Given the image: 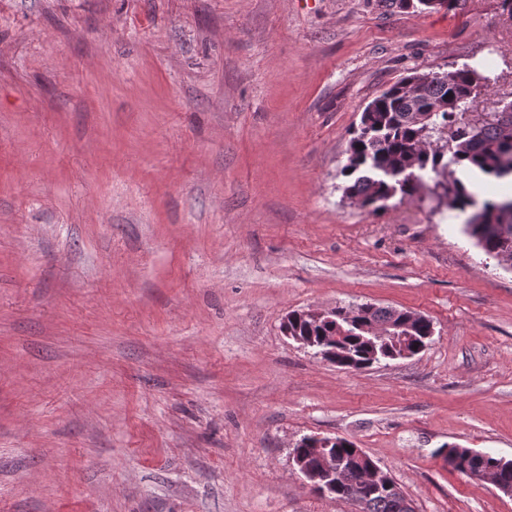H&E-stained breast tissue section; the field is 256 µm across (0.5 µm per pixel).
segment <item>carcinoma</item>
Wrapping results in <instances>:
<instances>
[{"instance_id": "1", "label": "carcinoma", "mask_w": 512, "mask_h": 512, "mask_svg": "<svg viewBox=\"0 0 512 512\" xmlns=\"http://www.w3.org/2000/svg\"><path fill=\"white\" fill-rule=\"evenodd\" d=\"M403 10L444 6V0H387ZM467 66L444 72H408L370 101L361 112L359 126L349 139L347 162L340 175L344 193L363 208L377 210L400 196L416 195L425 186L438 203L466 215L465 230L485 254L512 255V196L480 202L461 177L466 169L497 179L512 177V111L466 112L455 108L477 100L499 81ZM444 105L434 114L430 109ZM352 309L338 306L329 319H290L288 326L302 336L344 335L356 368L390 360L394 350L380 346L376 356L364 349V333L349 322ZM403 311L364 304L360 319L370 325L395 329ZM448 466L465 475L476 468L494 472L512 487V460L448 445L437 449ZM360 512H409L408 498L399 490L369 491Z\"/></svg>"}]
</instances>
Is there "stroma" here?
I'll use <instances>...</instances> for the list:
<instances>
[{
    "instance_id": "stroma-1",
    "label": "stroma",
    "mask_w": 512,
    "mask_h": 512,
    "mask_svg": "<svg viewBox=\"0 0 512 512\" xmlns=\"http://www.w3.org/2000/svg\"><path fill=\"white\" fill-rule=\"evenodd\" d=\"M465 65L512 96L502 0H0V512H358L311 435L416 512H512L437 453L512 460V270L340 174L369 101ZM362 303L431 343L343 369L282 332ZM316 438L322 439L321 442L316 444L317 447H329L337 440L336 444H332L331 448H328V450L335 452L336 456L331 453L321 452L318 458L317 470L314 472L309 471L305 462L299 458L298 454L306 460L308 465H313L316 461L317 449L309 445L311 437H304L294 448L296 453L293 452V459L299 473L308 482L310 487L314 491L326 496L331 487L330 481H336V474L341 471L336 459L338 461L349 459L354 454L355 448H353V443L346 438L336 437V440L333 437L325 440L326 437L324 436H317ZM354 465L359 467L357 473L354 471L343 472L346 479L349 481L355 480L356 474L359 475V484L355 487L358 488H378L381 489L383 486L391 487L388 476L381 471V469L373 462L372 459H368L367 456L362 452L358 451V456L354 461ZM339 479L336 483V494L332 495V498L336 500H350L349 495L351 491V485L347 483V480ZM359 495V493H355ZM351 501V500H350Z\"/></svg>"
}]
</instances>
